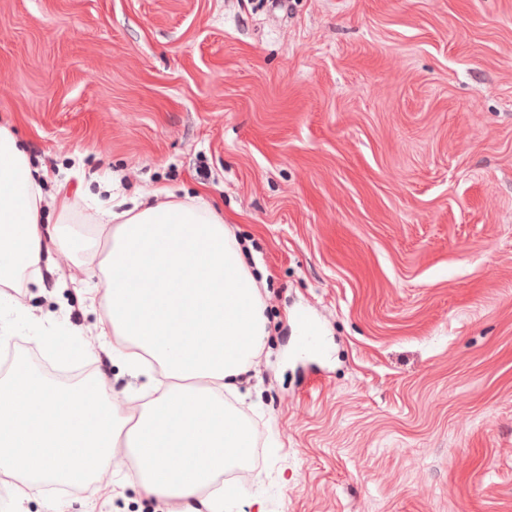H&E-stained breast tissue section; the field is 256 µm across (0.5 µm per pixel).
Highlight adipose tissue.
I'll list each match as a JSON object with an SVG mask.
<instances>
[{"label": "adipose tissue", "mask_w": 512, "mask_h": 512, "mask_svg": "<svg viewBox=\"0 0 512 512\" xmlns=\"http://www.w3.org/2000/svg\"><path fill=\"white\" fill-rule=\"evenodd\" d=\"M70 204L64 183L45 193L40 170L0 125V298L21 281L40 282L55 255L81 249V273L103 288L108 356L150 373V386L141 401L123 399L98 371L91 403L31 368L9 370L0 377V484L18 502L46 481L93 479L123 451L135 461L123 481L146 498L178 512H222L240 491L220 477L253 444L249 421L224 395L236 392L269 334L237 234L203 197L180 200L168 188L122 210L99 202L91 238L45 223L46 206L63 215Z\"/></svg>", "instance_id": "adipose-tissue-1"}]
</instances>
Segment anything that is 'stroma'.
Returning a JSON list of instances; mask_svg holds the SVG:
<instances>
[{
	"label": "stroma",
	"mask_w": 512,
	"mask_h": 512,
	"mask_svg": "<svg viewBox=\"0 0 512 512\" xmlns=\"http://www.w3.org/2000/svg\"><path fill=\"white\" fill-rule=\"evenodd\" d=\"M0 124L53 179L208 195L260 266L224 512H512V0H0ZM78 261L0 304L15 358L98 334ZM125 472L23 507L152 512Z\"/></svg>",
	"instance_id": "stroma-1"
}]
</instances>
